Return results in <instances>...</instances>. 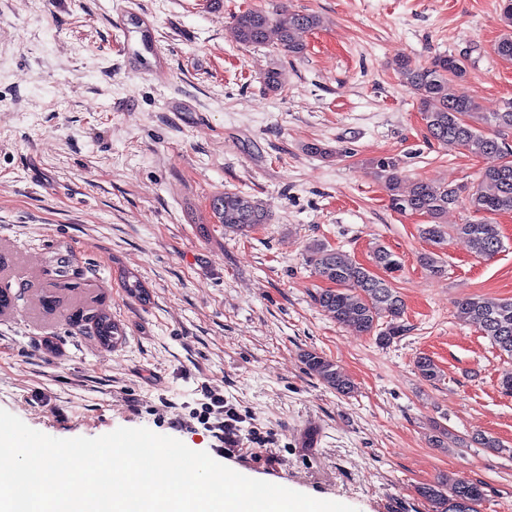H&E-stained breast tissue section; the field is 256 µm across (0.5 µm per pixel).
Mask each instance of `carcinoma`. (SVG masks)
<instances>
[{
    "label": "carcinoma",
    "instance_id": "cac0c4a2",
    "mask_svg": "<svg viewBox=\"0 0 512 512\" xmlns=\"http://www.w3.org/2000/svg\"><path fill=\"white\" fill-rule=\"evenodd\" d=\"M502 19L508 31L496 43L494 53L512 61V3H504ZM319 24V17L312 14L295 15L282 24L259 9H249L235 18L240 43L261 45L274 38L278 49L289 57L303 53L299 35ZM396 70L402 82L416 95L432 140L472 156L501 159L482 172L476 188L468 194L472 212L476 215L512 212V163L502 161L505 154L512 151V143L506 137V132L512 130V101L500 111L485 112L476 98L452 92V82L467 75L462 58L442 56L427 66H420L401 57L396 61ZM263 81L269 90L277 91L285 82V72L278 66L269 67L263 73ZM373 166L378 177L385 181L392 210L400 214L420 213L429 219L421 233L432 245L441 247L455 233L465 237L473 252L483 258L490 259L503 248L496 224L479 219L450 228L442 222L448 209L459 201V189L425 180L414 181L403 189L398 159L378 157L373 160ZM212 208L224 230L230 232L247 233L268 221L262 205L242 192L224 193L213 199ZM312 253L315 275L332 284L315 296L323 311L359 335L377 333L376 341L383 346L403 335L404 301L394 287L401 261L394 252L383 246L373 250L372 262L382 270L380 275L345 252L324 244L314 245ZM123 286L130 296L147 300L148 292L136 274L128 273ZM456 317L478 327L492 346L512 359V299L468 297L456 304ZM381 318L386 319V329L378 333ZM90 320L102 346H114L123 339L121 328L107 313H95ZM304 358L308 370L336 393L348 395L353 391L351 381L332 361L315 352L306 353ZM416 369L427 381L439 376L437 365L427 355L417 358ZM417 493L432 507V512H478L484 497L482 482L463 478L437 485L425 484L417 487Z\"/></svg>",
    "mask_w": 512,
    "mask_h": 512
}]
</instances>
